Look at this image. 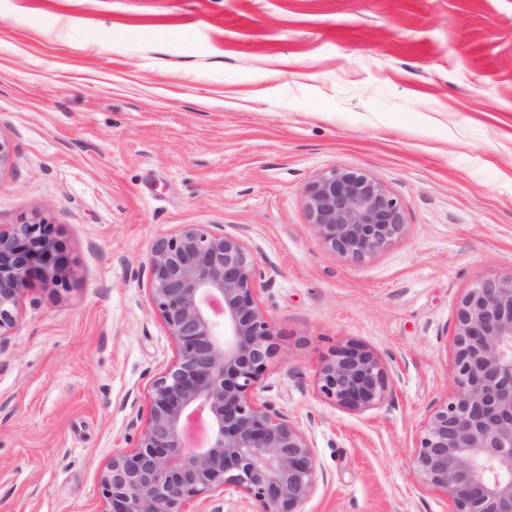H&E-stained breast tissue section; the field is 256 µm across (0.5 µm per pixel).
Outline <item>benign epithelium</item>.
<instances>
[{"instance_id": "benign-epithelium-1", "label": "benign epithelium", "mask_w": 512, "mask_h": 512, "mask_svg": "<svg viewBox=\"0 0 512 512\" xmlns=\"http://www.w3.org/2000/svg\"><path fill=\"white\" fill-rule=\"evenodd\" d=\"M305 198L315 234L352 261L405 231L397 199L360 170H328ZM147 266L175 357L149 385L138 445L100 473V512H195L200 498L227 494L251 512H304L318 467L307 432L260 396L278 347L256 259L237 235L184 224L153 244ZM66 272L51 225H0V329L13 324L30 277L49 288ZM454 383L424 423L414 468L453 512H512V278L480 280L460 298ZM389 384L379 360L353 345L336 347L318 374L321 393L351 409L382 403Z\"/></svg>"}]
</instances>
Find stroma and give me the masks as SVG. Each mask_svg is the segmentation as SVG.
<instances>
[{"mask_svg": "<svg viewBox=\"0 0 512 512\" xmlns=\"http://www.w3.org/2000/svg\"><path fill=\"white\" fill-rule=\"evenodd\" d=\"M0 143V225H52L68 262L0 330V512H100L175 353L147 256L185 224L265 273L264 397L312 441L305 512H452L412 456L454 392L461 296L512 276V0H0ZM334 167L406 224L360 263L309 224ZM346 344L386 369L381 404L320 392Z\"/></svg>", "mask_w": 512, "mask_h": 512, "instance_id": "obj_1", "label": "stroma"}]
</instances>
